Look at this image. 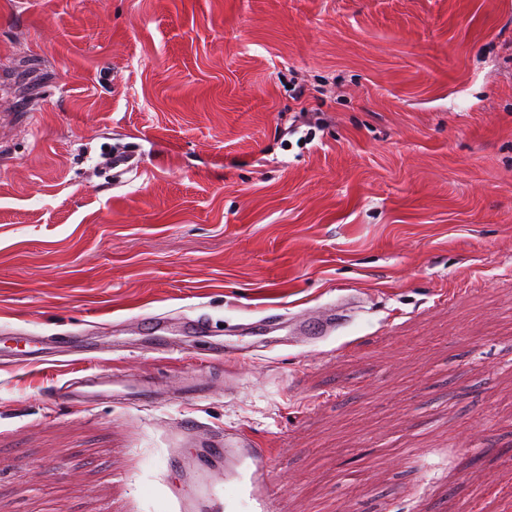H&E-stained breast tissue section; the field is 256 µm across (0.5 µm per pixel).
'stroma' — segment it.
Segmentation results:
<instances>
[{
    "label": "stroma",
    "instance_id": "35a3bbf8",
    "mask_svg": "<svg viewBox=\"0 0 512 512\" xmlns=\"http://www.w3.org/2000/svg\"><path fill=\"white\" fill-rule=\"evenodd\" d=\"M182 422L280 512H512V0H0V512H171ZM345 316L343 304H332L316 312L309 319L297 321L294 324L293 330L294 333L298 335L299 339L330 336L336 328L341 325ZM311 323L316 325L318 336H308ZM160 395H166L170 400L195 397L185 383L160 384L151 379H127L104 373L68 379L53 392L55 399L84 408L94 407L108 398L136 404L156 401Z\"/></svg>",
    "mask_w": 512,
    "mask_h": 512
}]
</instances>
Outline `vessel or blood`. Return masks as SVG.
I'll return each mask as SVG.
<instances>
[{"instance_id":"1","label":"vessel or blood","mask_w":512,"mask_h":512,"mask_svg":"<svg viewBox=\"0 0 512 512\" xmlns=\"http://www.w3.org/2000/svg\"><path fill=\"white\" fill-rule=\"evenodd\" d=\"M345 317L342 305L333 304L311 316L310 320L297 321L294 332L307 338L310 332L318 336L331 335ZM171 400L191 398L187 384H160L150 379H129L118 374L95 373L66 380L55 388V399L84 408L96 406L99 401L112 398L130 404L157 400L159 396ZM199 428L185 425L179 429V447L170 449V465L184 474V483L173 494L177 512H208L216 500V487L225 474L240 465H248L247 491L243 504L248 512H278V500L267 487V473L271 454L268 449L254 447L251 440L234 435L210 439L199 455L193 458L181 454L180 448L196 443Z\"/></svg>"}]
</instances>
